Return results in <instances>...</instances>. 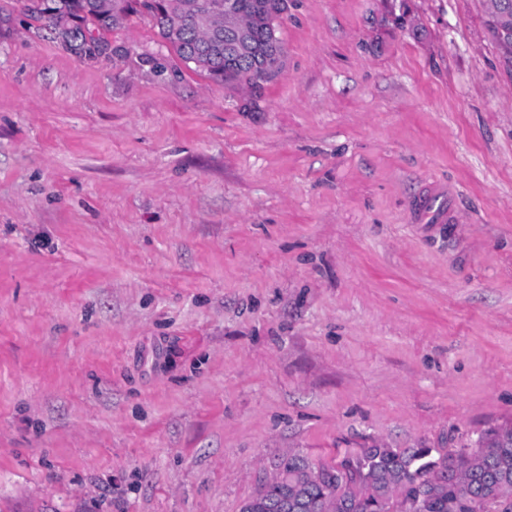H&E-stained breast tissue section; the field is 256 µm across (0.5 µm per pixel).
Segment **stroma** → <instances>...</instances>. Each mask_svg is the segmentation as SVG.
Here are the masks:
<instances>
[{"instance_id":"35a3bbf8","label":"stroma","mask_w":512,"mask_h":512,"mask_svg":"<svg viewBox=\"0 0 512 512\" xmlns=\"http://www.w3.org/2000/svg\"><path fill=\"white\" fill-rule=\"evenodd\" d=\"M0 0V512H240L292 453L512 426L486 0H288L254 88Z\"/></svg>"}]
</instances>
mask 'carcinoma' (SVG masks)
<instances>
[{
  "mask_svg": "<svg viewBox=\"0 0 512 512\" xmlns=\"http://www.w3.org/2000/svg\"><path fill=\"white\" fill-rule=\"evenodd\" d=\"M247 20L258 51L270 45L269 20L287 0H203L220 13L224 4ZM191 0H28L27 14L57 37L90 22L108 31L134 7L152 17L177 57L206 77L260 86L250 62L224 63V40L201 35L189 16ZM488 27L512 69V0L493 4ZM512 512V426L486 431L475 450L365 448L336 464L301 454L282 461L279 476L247 500L241 512Z\"/></svg>",
  "mask_w": 512,
  "mask_h": 512,
  "instance_id": "1",
  "label": "carcinoma"
}]
</instances>
